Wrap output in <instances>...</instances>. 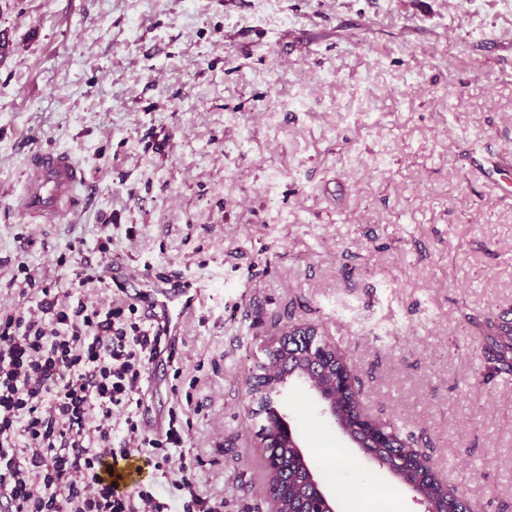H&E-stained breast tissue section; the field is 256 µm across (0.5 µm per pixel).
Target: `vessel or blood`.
I'll list each match as a JSON object with an SVG mask.
<instances>
[{
  "label": "vessel or blood",
  "instance_id": "vessel-or-blood-1",
  "mask_svg": "<svg viewBox=\"0 0 512 512\" xmlns=\"http://www.w3.org/2000/svg\"><path fill=\"white\" fill-rule=\"evenodd\" d=\"M87 184V174L81 163L68 153L42 152L31 159L26 175V187L20 208L45 224L59 223L71 209L77 192ZM152 310L166 320L170 332H177L184 317L193 309V298L185 289H172L167 282L154 284L147 293ZM107 481L128 489L148 481L149 471L130 454L109 456L103 471Z\"/></svg>",
  "mask_w": 512,
  "mask_h": 512
}]
</instances>
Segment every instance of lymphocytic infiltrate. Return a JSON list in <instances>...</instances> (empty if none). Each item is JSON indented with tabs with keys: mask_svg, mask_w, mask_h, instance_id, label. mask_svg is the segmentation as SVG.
<instances>
[{
	"mask_svg": "<svg viewBox=\"0 0 512 512\" xmlns=\"http://www.w3.org/2000/svg\"><path fill=\"white\" fill-rule=\"evenodd\" d=\"M135 306L60 304L51 319L0 317V497L8 512H224L195 491L191 466L171 486L120 491L99 475L112 454V418L150 457L183 447L180 423L147 434L133 408L146 369L162 352L164 326L141 327Z\"/></svg>",
	"mask_w": 512,
	"mask_h": 512,
	"instance_id": "lymphocytic-infiltrate-1",
	"label": "lymphocytic infiltrate"
}]
</instances>
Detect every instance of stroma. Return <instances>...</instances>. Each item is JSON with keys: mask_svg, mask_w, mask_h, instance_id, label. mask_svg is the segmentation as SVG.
I'll return each mask as SVG.
<instances>
[{"mask_svg": "<svg viewBox=\"0 0 512 512\" xmlns=\"http://www.w3.org/2000/svg\"><path fill=\"white\" fill-rule=\"evenodd\" d=\"M2 38L0 313L46 286L146 327V279L198 289L138 413L180 412L169 466L224 512H269L247 381L301 322L471 512H512V0H0ZM37 151L87 173L58 224L19 209ZM281 408L315 474L342 451L425 512L310 392Z\"/></svg>", "mask_w": 512, "mask_h": 512, "instance_id": "1", "label": "stroma"}]
</instances>
